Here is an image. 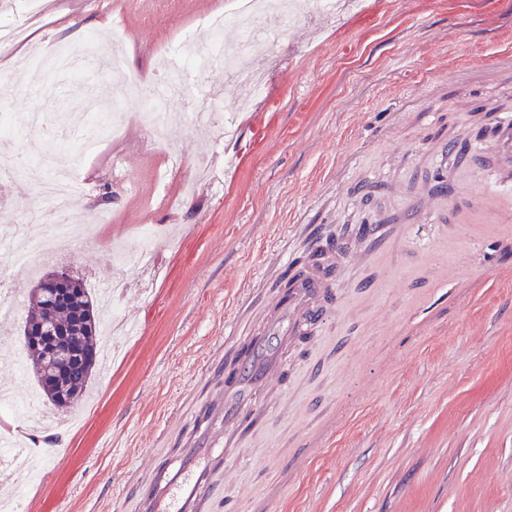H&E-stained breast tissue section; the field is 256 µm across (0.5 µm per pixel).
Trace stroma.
I'll use <instances>...</instances> for the list:
<instances>
[{"label":"stroma","mask_w":512,"mask_h":512,"mask_svg":"<svg viewBox=\"0 0 512 512\" xmlns=\"http://www.w3.org/2000/svg\"><path fill=\"white\" fill-rule=\"evenodd\" d=\"M35 42L77 48L94 35L126 43L129 92L119 143L90 149L61 139L60 161L84 184L74 197L79 230L135 239L151 213L163 272L149 297L129 259L122 315L144 335L96 369L78 424L59 430L64 461L47 465L22 497H63L61 512H137L133 485L147 481V452L181 447L182 419L224 398L238 351L229 331L254 336L282 286L281 259L302 261L332 240L345 245L339 298L312 336L284 342L288 385L258 393L253 409L271 424L226 444L235 480L205 512H238L273 496L275 512H512V223L477 222L482 206L465 183L512 202V162L500 148L512 123V0H376L369 15L303 10L291 34L262 59L264 88L242 149L217 128L190 125L193 97L216 90L218 117L236 116L219 92L223 66L189 75L167 101L184 125L187 162L208 156L225 177L183 194L160 156L140 149L147 81L159 56L224 0H57ZM24 45L0 44L1 139L32 160L48 157L34 112L64 129L85 125L115 88L107 73L84 77L14 67ZM465 96L467 111L453 100ZM121 151L119 170L104 156ZM437 221L414 224L408 207L447 177ZM66 266L98 293L113 277L104 255L83 244L37 271ZM33 279L0 267V289L20 294L0 351L22 353L16 327L28 314ZM333 434L308 447L329 422Z\"/></svg>","instance_id":"stroma-1"}]
</instances>
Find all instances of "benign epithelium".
Wrapping results in <instances>:
<instances>
[{"label":"benign epithelium","mask_w":512,"mask_h":512,"mask_svg":"<svg viewBox=\"0 0 512 512\" xmlns=\"http://www.w3.org/2000/svg\"><path fill=\"white\" fill-rule=\"evenodd\" d=\"M74 280L75 277L67 269L48 274L36 289L37 297L43 301L44 317L36 323L24 325L22 329L26 348L43 352V396L49 405L66 400L56 377L69 370L82 357V338L69 337L66 325L59 321L64 287Z\"/></svg>","instance_id":"benign-epithelium-1"}]
</instances>
